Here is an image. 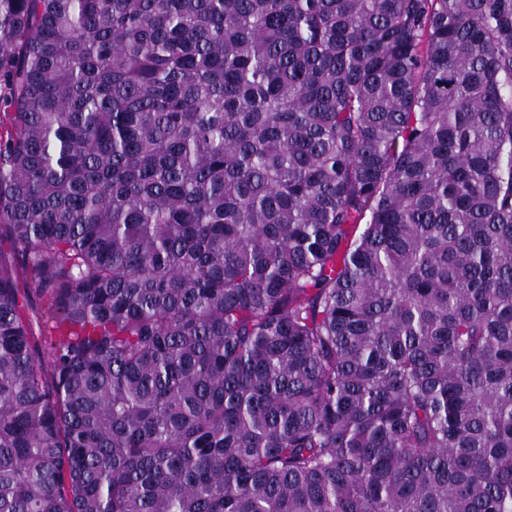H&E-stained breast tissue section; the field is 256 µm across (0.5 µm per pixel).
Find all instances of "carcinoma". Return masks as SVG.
<instances>
[{
  "mask_svg": "<svg viewBox=\"0 0 512 512\" xmlns=\"http://www.w3.org/2000/svg\"><path fill=\"white\" fill-rule=\"evenodd\" d=\"M0 88V512H512V0H0Z\"/></svg>",
  "mask_w": 512,
  "mask_h": 512,
  "instance_id": "obj_1",
  "label": "carcinoma"
}]
</instances>
